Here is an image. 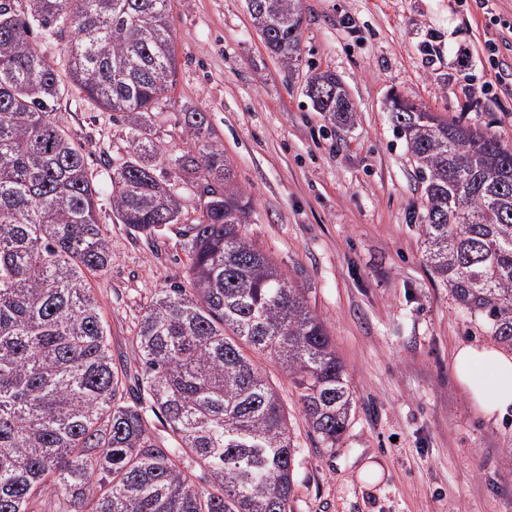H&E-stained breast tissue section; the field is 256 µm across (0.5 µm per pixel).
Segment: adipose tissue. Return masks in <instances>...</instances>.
<instances>
[{"label": "adipose tissue", "instance_id": "adipose-tissue-1", "mask_svg": "<svg viewBox=\"0 0 512 512\" xmlns=\"http://www.w3.org/2000/svg\"><path fill=\"white\" fill-rule=\"evenodd\" d=\"M453 369L470 399L486 418L512 408V354L493 346H460Z\"/></svg>", "mask_w": 512, "mask_h": 512}]
</instances>
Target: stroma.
Here are the masks:
<instances>
[{
    "mask_svg": "<svg viewBox=\"0 0 512 512\" xmlns=\"http://www.w3.org/2000/svg\"><path fill=\"white\" fill-rule=\"evenodd\" d=\"M301 64L267 50L246 0H172L177 71L152 130L186 147L182 108L206 112L253 205L246 233L323 320L353 393L336 450L317 444L296 389L265 356L299 450L293 512H512V409L487 419L453 370L455 350L494 338L451 297L424 256L419 174L387 112L400 94L512 145V95L482 94L496 37L480 0H303ZM331 71L355 104L331 125L304 94ZM70 90L54 117L105 179L127 156V125ZM112 266L89 276L115 363L141 364L136 324L158 288L184 281L177 227L148 240L109 202Z\"/></svg>",
    "mask_w": 512,
    "mask_h": 512,
    "instance_id": "obj_1",
    "label": "stroma"
}]
</instances>
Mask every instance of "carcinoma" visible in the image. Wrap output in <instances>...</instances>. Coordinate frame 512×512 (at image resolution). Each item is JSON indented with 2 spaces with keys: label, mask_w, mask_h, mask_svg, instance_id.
Listing matches in <instances>:
<instances>
[{
  "label": "carcinoma",
  "mask_w": 512,
  "mask_h": 512,
  "mask_svg": "<svg viewBox=\"0 0 512 512\" xmlns=\"http://www.w3.org/2000/svg\"><path fill=\"white\" fill-rule=\"evenodd\" d=\"M171 8L0 0V512H292L298 450L248 349L292 380L322 448L349 425L346 366L303 290L248 239L250 199L206 114L182 110L178 154L151 134L176 76ZM249 13L267 50L298 66L301 0H252ZM38 30L62 41V66ZM70 85L128 123L126 159L105 161L119 223L151 239L180 222L186 186L197 192L188 277L144 308L132 387L87 280L112 265L100 192L53 116ZM340 86L315 72L306 96L344 127L355 106ZM398 99L388 111L423 184L427 263L512 348V146Z\"/></svg>",
  "instance_id": "carcinoma-1"
}]
</instances>
